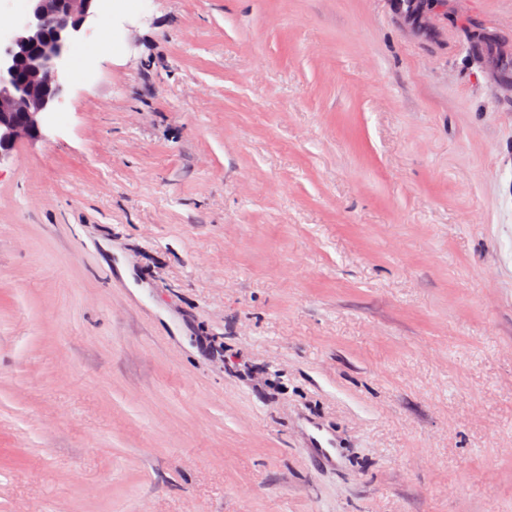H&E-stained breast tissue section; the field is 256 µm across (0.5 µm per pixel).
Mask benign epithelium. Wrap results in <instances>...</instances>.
Listing matches in <instances>:
<instances>
[{
	"instance_id": "7a95c632",
	"label": "benign epithelium",
	"mask_w": 512,
	"mask_h": 512,
	"mask_svg": "<svg viewBox=\"0 0 512 512\" xmlns=\"http://www.w3.org/2000/svg\"><path fill=\"white\" fill-rule=\"evenodd\" d=\"M98 21L97 0H29L24 18L0 36V163L19 142L45 138L64 103L71 54Z\"/></svg>"
}]
</instances>
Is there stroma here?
Returning a JSON list of instances; mask_svg holds the SVG:
<instances>
[{
	"instance_id": "1",
	"label": "stroma",
	"mask_w": 512,
	"mask_h": 512,
	"mask_svg": "<svg viewBox=\"0 0 512 512\" xmlns=\"http://www.w3.org/2000/svg\"><path fill=\"white\" fill-rule=\"evenodd\" d=\"M113 31L0 164V512H512V89L387 0Z\"/></svg>"
}]
</instances>
